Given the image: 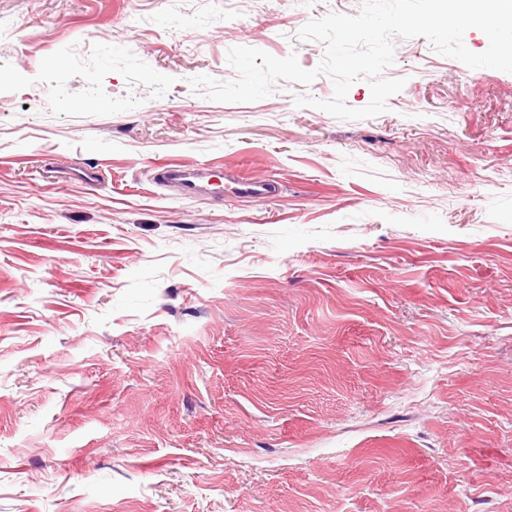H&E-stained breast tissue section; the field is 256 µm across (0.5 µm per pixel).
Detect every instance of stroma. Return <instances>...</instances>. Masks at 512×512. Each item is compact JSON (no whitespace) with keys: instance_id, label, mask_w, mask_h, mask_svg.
<instances>
[{"instance_id":"stroma-1","label":"stroma","mask_w":512,"mask_h":512,"mask_svg":"<svg viewBox=\"0 0 512 512\" xmlns=\"http://www.w3.org/2000/svg\"><path fill=\"white\" fill-rule=\"evenodd\" d=\"M361 6L0 0V512H512V73L398 38L356 121L188 82ZM157 180L164 185H177L181 194L186 197H196L203 194L223 193L224 185L210 183L211 170L207 167H198L184 164H171L158 169ZM228 190L234 195L244 196L253 200H264L273 196L277 191V183L272 179L247 178L233 172L224 175Z\"/></svg>"}]
</instances>
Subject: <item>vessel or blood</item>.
Segmentation results:
<instances>
[{
  "mask_svg": "<svg viewBox=\"0 0 512 512\" xmlns=\"http://www.w3.org/2000/svg\"><path fill=\"white\" fill-rule=\"evenodd\" d=\"M159 182L164 185H176L183 196L194 197L203 194H219L231 191L234 195L244 196L254 200H264L273 196L277 191L274 180L261 178H247L229 172L224 176L222 183H211L210 170L184 164H171L161 167L156 174Z\"/></svg>",
  "mask_w": 512,
  "mask_h": 512,
  "instance_id": "b4317fda",
  "label": "vessel or blood"
}]
</instances>
